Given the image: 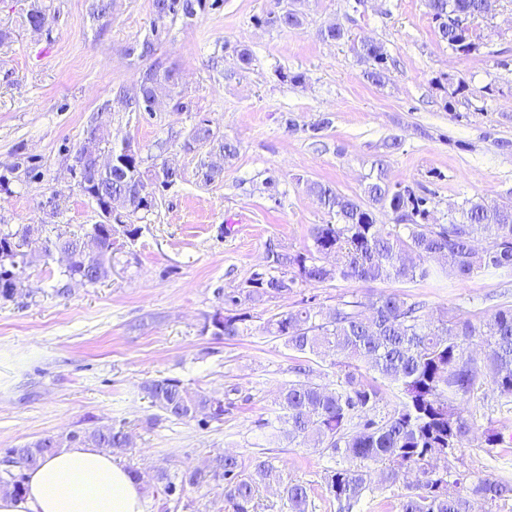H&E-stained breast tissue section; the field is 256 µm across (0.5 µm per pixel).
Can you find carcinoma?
<instances>
[{
    "mask_svg": "<svg viewBox=\"0 0 512 512\" xmlns=\"http://www.w3.org/2000/svg\"><path fill=\"white\" fill-rule=\"evenodd\" d=\"M440 37L453 50L468 55L477 50L471 23L485 15V0H427ZM154 12L169 15L195 13V0H153ZM260 22L276 28L302 26V13L290 3L269 11ZM357 54L368 63L367 77L381 84L387 79V52L381 43L364 42ZM178 78L171 69L149 68L126 103L137 107L146 97L162 92L184 105L178 96ZM209 146L223 158L238 152L235 141L219 137L210 124L194 126L184 140L187 150ZM117 163L111 174L84 188L103 204L121 199L131 202L128 210L112 212V229L94 224L73 237L39 238L27 224L15 232L0 230V268L15 269L16 258L28 248L52 252L67 251L72 262L64 275L94 284L108 275V262L116 238L139 233L132 217L150 211L155 197L138 196V188L171 185L177 171L160 166L141 170L138 154L115 150ZM329 213L334 224H315L310 243L297 251L273 249L270 267L252 271L241 292L253 302H264L294 292L300 283L320 284L334 280L363 283L414 282L426 280L432 271L424 260L434 255L445 259L447 274L465 280L481 270L512 268V200L489 207L481 201H467L462 220L448 224L424 222L427 198L409 189H395L379 174L368 184L367 201L343 195L330 185H308ZM393 215L387 228L376 223L374 208ZM496 228V240L479 250L473 245L475 233L484 226ZM251 315L238 309H224L211 318L217 335L231 341L249 329ZM263 330L285 341L303 356L336 357L344 368L334 387L309 380L284 385L278 396L280 409L277 439L290 445L314 441L331 455H340L347 466L327 476L329 493L342 512H352L364 492L370 489V471H379L381 484L391 487L406 483L401 512H472L473 499L495 504L512 497V483L484 478L468 485L449 465L468 440L469 424L461 415V404L483 385L478 362L469 350L478 338L482 361L490 370V382L501 397L512 402V304L498 305L474 324L441 314L434 316L422 301H407L405 294L384 292L365 300L358 296L322 307L309 300L285 313L272 316ZM372 372L399 390L394 406L385 415L372 414L383 401V391ZM141 390L168 418L203 423L224 418V397L201 389L192 390L178 378L145 381ZM75 443L126 453L133 448L122 427L94 425L66 435H46L18 448L0 451L13 465L0 466V490L15 499L23 498L25 471L38 465L46 454ZM236 457H216L209 469L186 470L177 477L160 467L156 481L165 494L186 488L201 491L212 483H224V512H255V496L261 483L283 486L290 512H308L307 488L285 476V470L269 459H258L248 476L240 471ZM414 480L407 481L408 476Z\"/></svg>",
    "mask_w": 512,
    "mask_h": 512,
    "instance_id": "1",
    "label": "carcinoma"
}]
</instances>
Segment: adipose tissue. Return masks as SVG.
Segmentation results:
<instances>
[{"instance_id":"1","label":"adipose tissue","mask_w":512,"mask_h":512,"mask_svg":"<svg viewBox=\"0 0 512 512\" xmlns=\"http://www.w3.org/2000/svg\"><path fill=\"white\" fill-rule=\"evenodd\" d=\"M26 494L0 495V512H144L143 490L99 448L58 449L25 473Z\"/></svg>"}]
</instances>
